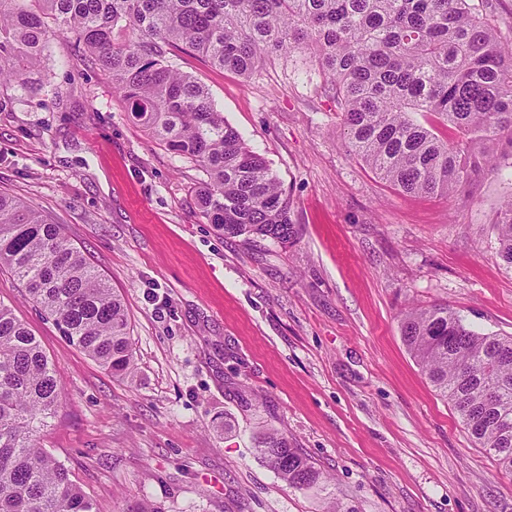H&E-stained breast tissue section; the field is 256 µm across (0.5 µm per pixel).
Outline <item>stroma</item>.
Wrapping results in <instances>:
<instances>
[{"label":"stroma","mask_w":512,"mask_h":512,"mask_svg":"<svg viewBox=\"0 0 512 512\" xmlns=\"http://www.w3.org/2000/svg\"><path fill=\"white\" fill-rule=\"evenodd\" d=\"M69 39L47 83L0 88V192L60 224L125 300L137 372L112 375L71 345L21 284L0 303L40 343L61 386L39 446L97 512H512V475L468 435L408 352L402 313L448 306L512 336V269L494 223L512 168L469 197L410 196L350 151L313 51L247 79L178 65L276 176L293 244L219 235L197 170L135 124ZM278 432L324 473L299 490L257 453Z\"/></svg>","instance_id":"stroma-1"}]
</instances>
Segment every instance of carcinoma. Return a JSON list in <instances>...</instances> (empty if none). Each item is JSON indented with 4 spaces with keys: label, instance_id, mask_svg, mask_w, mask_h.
Masks as SVG:
<instances>
[{
    "label": "carcinoma",
    "instance_id": "obj_1",
    "mask_svg": "<svg viewBox=\"0 0 512 512\" xmlns=\"http://www.w3.org/2000/svg\"><path fill=\"white\" fill-rule=\"evenodd\" d=\"M54 37L82 44L133 119L202 172L199 207L226 238L286 245L297 231L265 160L178 68L175 50L248 77L273 53L313 49L350 151L407 194L459 195L498 157L512 159V46L469 0H0V83L26 92L43 82ZM495 229L512 269V195ZM1 268L70 343L112 374L134 375L122 296L60 225L0 193ZM400 331L475 443L512 472V336L478 333L442 305L409 309ZM59 395L35 336L0 304V512H96L37 445ZM256 448L289 485L319 482L286 437L262 433Z\"/></svg>",
    "mask_w": 512,
    "mask_h": 512
}]
</instances>
